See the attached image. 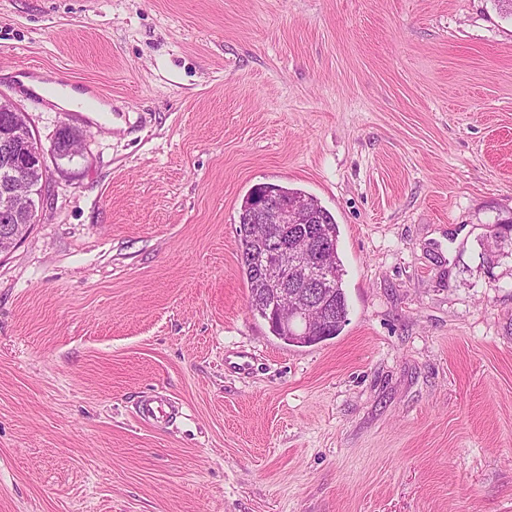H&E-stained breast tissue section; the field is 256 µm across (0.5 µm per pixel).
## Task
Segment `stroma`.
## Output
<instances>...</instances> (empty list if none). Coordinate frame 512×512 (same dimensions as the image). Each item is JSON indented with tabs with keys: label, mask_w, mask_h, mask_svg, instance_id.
Returning a JSON list of instances; mask_svg holds the SVG:
<instances>
[{
	"label": "stroma",
	"mask_w": 512,
	"mask_h": 512,
	"mask_svg": "<svg viewBox=\"0 0 512 512\" xmlns=\"http://www.w3.org/2000/svg\"><path fill=\"white\" fill-rule=\"evenodd\" d=\"M0 96L49 186L0 254V512H512L495 0H0ZM264 183L338 224L334 338L286 344L249 308ZM153 394L179 416L140 420Z\"/></svg>",
	"instance_id": "35a3bbf8"
}]
</instances>
